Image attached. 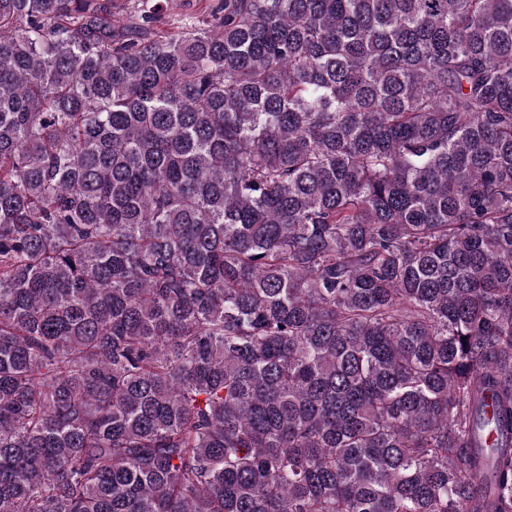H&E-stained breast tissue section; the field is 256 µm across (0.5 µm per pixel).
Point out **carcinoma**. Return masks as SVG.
<instances>
[{
	"label": "carcinoma",
	"mask_w": 512,
	"mask_h": 512,
	"mask_svg": "<svg viewBox=\"0 0 512 512\" xmlns=\"http://www.w3.org/2000/svg\"><path fill=\"white\" fill-rule=\"evenodd\" d=\"M0 0V512H512V0Z\"/></svg>",
	"instance_id": "carcinoma-1"
}]
</instances>
